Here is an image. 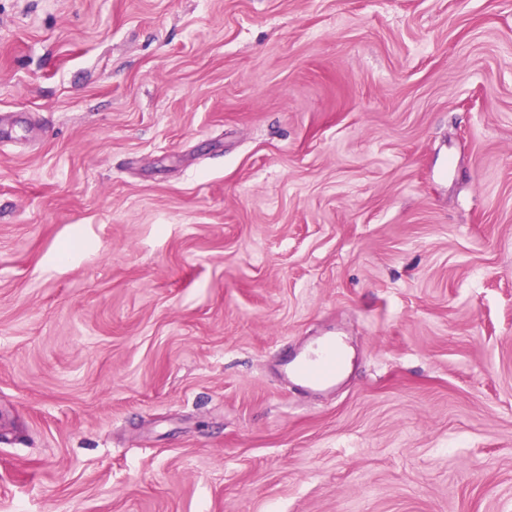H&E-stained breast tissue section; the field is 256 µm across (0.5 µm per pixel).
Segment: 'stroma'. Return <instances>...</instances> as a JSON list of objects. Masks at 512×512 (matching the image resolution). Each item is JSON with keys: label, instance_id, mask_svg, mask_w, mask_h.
Here are the masks:
<instances>
[{"label": "stroma", "instance_id": "1", "mask_svg": "<svg viewBox=\"0 0 512 512\" xmlns=\"http://www.w3.org/2000/svg\"><path fill=\"white\" fill-rule=\"evenodd\" d=\"M0 512H512V0H0ZM339 348L336 337L319 341L301 356L287 359L283 363V373L306 386L330 388L342 367L338 356Z\"/></svg>", "mask_w": 512, "mask_h": 512}]
</instances>
